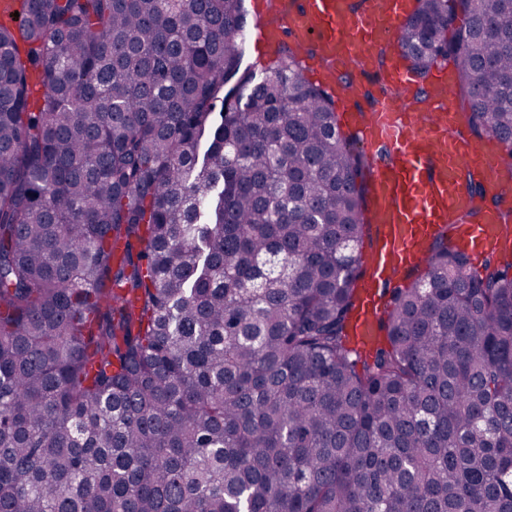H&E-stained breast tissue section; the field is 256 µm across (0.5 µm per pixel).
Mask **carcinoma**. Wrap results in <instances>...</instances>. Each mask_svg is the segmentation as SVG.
Masks as SVG:
<instances>
[{
	"label": "carcinoma",
	"instance_id": "cac0c4a2",
	"mask_svg": "<svg viewBox=\"0 0 512 512\" xmlns=\"http://www.w3.org/2000/svg\"><path fill=\"white\" fill-rule=\"evenodd\" d=\"M0 25V512H512V250L437 238L349 335L368 158L244 0ZM452 35H447L448 29ZM512 152V0H415Z\"/></svg>",
	"mask_w": 512,
	"mask_h": 512
}]
</instances>
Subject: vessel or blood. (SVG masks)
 Here are the masks:
<instances>
[{"instance_id":"vessel-or-blood-1","label":"vessel or blood","mask_w":512,"mask_h":512,"mask_svg":"<svg viewBox=\"0 0 512 512\" xmlns=\"http://www.w3.org/2000/svg\"><path fill=\"white\" fill-rule=\"evenodd\" d=\"M265 7L277 18L255 32V46L271 53L290 40L313 46L317 58L335 61L320 84L335 88L338 124L355 126L368 150L373 246L352 330L367 351L380 339L384 288L424 265L425 250L437 234L447 233L473 263L512 248V226L502 219L512 207V198L502 194L505 173L483 142L467 135L449 64L434 66L424 113L383 99L367 111L355 108L357 85L344 69L368 48L398 36L409 0H362L358 6L351 0H267ZM379 80L407 89L416 77L395 60Z\"/></svg>"}]
</instances>
